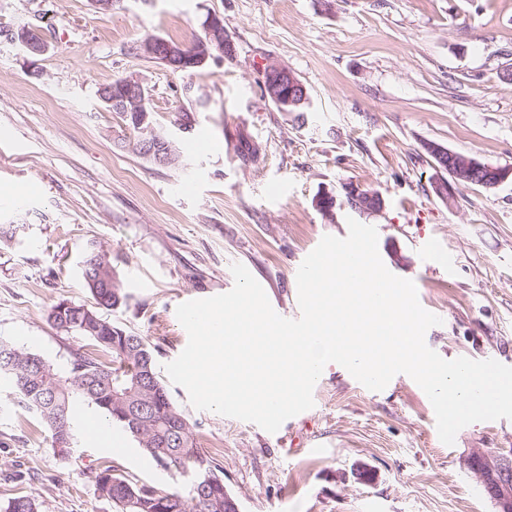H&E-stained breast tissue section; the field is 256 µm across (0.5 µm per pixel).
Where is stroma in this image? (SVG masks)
<instances>
[{
  "label": "stroma",
  "instance_id": "stroma-1",
  "mask_svg": "<svg viewBox=\"0 0 512 512\" xmlns=\"http://www.w3.org/2000/svg\"><path fill=\"white\" fill-rule=\"evenodd\" d=\"M212 14L233 58L213 52L188 77L135 50L153 36L192 44ZM23 26L47 45L38 59L10 39ZM271 62L305 85L309 109L285 114L268 99L261 71ZM130 76L177 164L141 155L139 132L100 100L98 87ZM195 135L207 148H191ZM428 141L512 167V0H113L106 13L92 0H0V339L67 371L83 341L48 313L61 297L91 304L79 263L94 243L129 295L112 322L146 336L165 365L188 342L177 306L231 290L232 263L279 315L298 318L296 270L352 217L377 229L384 265L440 317L428 347L512 366V182L462 183L443 201L434 186L446 174ZM247 142L259 148L251 162L240 156ZM349 183L378 191L383 210L323 217L315 196ZM15 190L18 206L6 202ZM429 239L447 250V267L426 260ZM169 391L241 512H497L464 460L512 452V420L468 425L445 445L408 375L377 392L328 363L313 407L274 433L195 409L181 386ZM120 438L107 448L80 430L72 457L55 455L0 375V512L23 493L39 512H112L93 482L104 465L175 486L128 433Z\"/></svg>",
  "mask_w": 512,
  "mask_h": 512
}]
</instances>
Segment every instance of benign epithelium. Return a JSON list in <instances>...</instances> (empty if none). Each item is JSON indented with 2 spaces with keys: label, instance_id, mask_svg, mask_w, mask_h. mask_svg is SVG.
<instances>
[{
  "label": "benign epithelium",
  "instance_id": "benign-epithelium-1",
  "mask_svg": "<svg viewBox=\"0 0 512 512\" xmlns=\"http://www.w3.org/2000/svg\"><path fill=\"white\" fill-rule=\"evenodd\" d=\"M204 31L206 38L196 43L191 51L184 46H175L160 39H152L144 44L145 55L170 67H185V63L195 62L203 66L210 57V46L224 45V23L216 15L208 17ZM15 39L32 55L45 52V43L38 30L28 28L17 34ZM263 87L270 89L272 99L281 111H288V105L295 99L308 103L307 91L288 69L270 64L263 71ZM119 95L105 99V103L119 102L122 106L132 104L134 111H146V89L134 77H127L118 84ZM425 151L434 159L436 165L445 169L453 182L442 180L435 184L436 195L449 202L453 199V184L470 183L481 170L488 171V176L480 181L486 189H494L500 184L512 180V168H500L484 165L479 161L452 151L435 142L424 144ZM315 207L327 216L333 215L337 207V197L327 191L318 194L314 199ZM344 204L363 213H378L384 207L380 194L349 184L344 187ZM465 465L474 474L487 495L495 502L498 512H512V459L496 453L477 452L470 456Z\"/></svg>",
  "mask_w": 512,
  "mask_h": 512
}]
</instances>
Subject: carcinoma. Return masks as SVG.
<instances>
[{"label": "carcinoma", "instance_id": "cac0c4a2", "mask_svg": "<svg viewBox=\"0 0 512 512\" xmlns=\"http://www.w3.org/2000/svg\"><path fill=\"white\" fill-rule=\"evenodd\" d=\"M110 108L143 134L141 143L160 136L152 121L142 123L144 113L113 104ZM80 276L92 305L61 298L52 305L49 320L57 329L88 340L90 348L73 350L63 375L41 356L0 340V374L13 379L21 403L38 414L57 454L73 453L74 401L81 399L128 432L158 466L184 479L179 487L159 490L102 467L94 481L112 512H226L224 502L239 499L224 484V468L204 459L197 448L186 416L160 380L154 347L147 337L105 316L129 298L108 252L92 246L83 257ZM4 512H38V504L33 496L20 494Z\"/></svg>", "mask_w": 512, "mask_h": 512}]
</instances>
